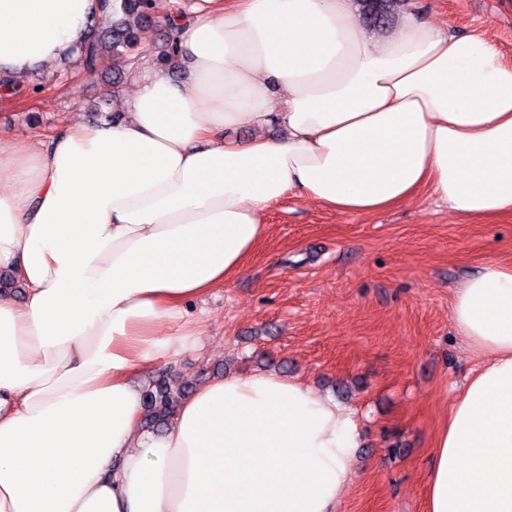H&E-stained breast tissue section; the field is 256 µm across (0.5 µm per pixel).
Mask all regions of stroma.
<instances>
[{
	"label": "stroma",
	"mask_w": 512,
	"mask_h": 512,
	"mask_svg": "<svg viewBox=\"0 0 512 512\" xmlns=\"http://www.w3.org/2000/svg\"><path fill=\"white\" fill-rule=\"evenodd\" d=\"M433 23L482 30L512 65V0H413ZM25 75L0 99V130L36 141L100 120L101 79ZM245 270L191 303L202 349L151 379L221 372L295 375L352 414L361 435L340 512H426L436 435L478 359L452 320L456 288L491 260L512 262V215H453L430 190L377 214H340L295 193L264 213Z\"/></svg>",
	"instance_id": "35a3bbf8"
}]
</instances>
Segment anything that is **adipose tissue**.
<instances>
[{
  "mask_svg": "<svg viewBox=\"0 0 512 512\" xmlns=\"http://www.w3.org/2000/svg\"><path fill=\"white\" fill-rule=\"evenodd\" d=\"M170 2L189 80L146 59L120 120L0 132V268L26 289L0 293V512H336L361 446L336 402L219 377L154 435L143 371L198 347L189 303L242 271L287 191L372 214L428 187L452 214L512 213V66L483 32L408 9L371 38L352 0ZM97 9L0 0V78L76 61ZM453 322L480 364L427 512H512V264L456 288Z\"/></svg>",
  "mask_w": 512,
  "mask_h": 512,
  "instance_id": "adipose-tissue-1",
  "label": "adipose tissue"
}]
</instances>
